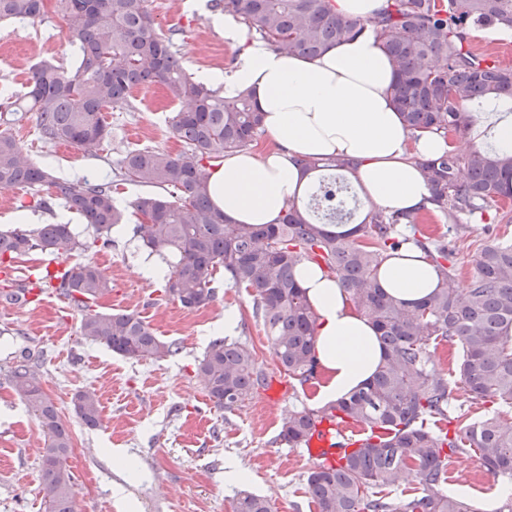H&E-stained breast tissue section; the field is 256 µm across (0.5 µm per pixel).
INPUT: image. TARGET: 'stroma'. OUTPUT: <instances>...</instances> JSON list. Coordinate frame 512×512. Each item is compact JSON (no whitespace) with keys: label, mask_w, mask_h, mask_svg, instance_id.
Here are the masks:
<instances>
[{"label":"stroma","mask_w":512,"mask_h":512,"mask_svg":"<svg viewBox=\"0 0 512 512\" xmlns=\"http://www.w3.org/2000/svg\"><path fill=\"white\" fill-rule=\"evenodd\" d=\"M148 8L159 34L179 30L177 48L191 76L232 72L238 51L214 25L208 0H148ZM74 55L54 13L0 24V95L21 94L32 65L52 62L69 68ZM175 110L162 87L135 92L131 109L104 110L111 134L95 156L42 140L32 112L13 133L29 157L56 177L107 182L127 151L180 150L169 123ZM145 192L141 185H120L114 199L126 215L123 233L113 234L111 246L98 244L65 253L62 259L96 264L112 286L111 294L100 300V310L138 313L178 350L160 361L121 357L80 336L78 316L65 299L51 297L23 309L0 307V512H45L39 469L47 437L10 380V370L24 352L37 362L40 385L72 433L76 450L66 465L77 483L76 512H233L244 491L269 499L273 512H316L305 485L311 461L303 449L279 439L289 410L318 408L316 385L287 380L283 400L259 392L232 412L211 405L196 367L209 343L221 336L226 309L238 311L235 337L254 347L269 378H285L261 321L253 317L251 292L231 287L223 272L214 276L215 299L192 312L165 296L162 286L134 272L133 261L143 248L134 234L138 216L133 203ZM18 212L39 224H72L84 241L92 236L83 220L63 205L48 214L37 207L29 188L0 189V231L14 229ZM504 234L511 236L512 226L474 225L458 244L460 283H467L473 273L476 250ZM80 392L98 396L99 427L87 428L77 418L73 400ZM116 449L131 460L129 474L113 468ZM232 465L247 474L246 483L227 481L225 473ZM448 474L459 496L484 512L498 484L476 459L453 457Z\"/></svg>","instance_id":"1"}]
</instances>
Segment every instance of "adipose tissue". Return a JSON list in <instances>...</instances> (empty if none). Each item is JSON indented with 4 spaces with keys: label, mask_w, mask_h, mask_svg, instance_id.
Returning <instances> with one entry per match:
<instances>
[{
    "label": "adipose tissue",
    "mask_w": 512,
    "mask_h": 512,
    "mask_svg": "<svg viewBox=\"0 0 512 512\" xmlns=\"http://www.w3.org/2000/svg\"><path fill=\"white\" fill-rule=\"evenodd\" d=\"M338 12L364 23L352 39L308 59L270 47L232 18L224 39L238 48L230 74H200L202 82L223 85L225 96L250 90L262 114L270 145L263 152L241 150L225 156L208 179V195L232 224H272L307 184L297 161L303 157L346 156L359 160L357 182L367 196L390 212H416L431 189L417 161L445 148L442 136L412 139L393 104L392 66L369 22L384 0H334ZM475 147L512 154V113L488 110L472 129ZM297 278L319 315L316 356L329 377L320 397L329 402L368 382L382 361L370 320L351 311L333 279L302 266ZM385 291L407 303L436 288L435 266L420 250L386 259L377 273Z\"/></svg>",
    "instance_id": "obj_1"
}]
</instances>
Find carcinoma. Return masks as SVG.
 <instances>
[{
    "instance_id": "obj_1",
    "label": "carcinoma",
    "mask_w": 512,
    "mask_h": 512,
    "mask_svg": "<svg viewBox=\"0 0 512 512\" xmlns=\"http://www.w3.org/2000/svg\"><path fill=\"white\" fill-rule=\"evenodd\" d=\"M210 7L239 18L270 46L307 58L361 30L336 11L334 0H211ZM53 12L77 45V61L70 69L36 65L27 91L0 104V187L52 191L37 200L39 208L49 211L52 201H62L85 220L93 242L109 245L123 220L113 184L55 179L28 159L12 126L34 112L47 141L94 155L109 136L104 109L130 108L137 88H165L179 102L170 127L182 149L128 151L115 177L154 189L134 203L135 234L148 254L166 262V295L188 310L204 306L215 297V272L224 270L232 286L254 294L253 315L262 320L278 364L302 383L316 377L319 362L317 314L295 276L301 263L336 280L379 334L383 360L369 383L317 410H292L283 422L280 439L290 448L306 447L325 418L363 428L358 446L307 472L318 512H477L445 490L448 458L457 454H474L498 483L512 484V240L479 248L475 271L461 288L456 248L447 238L460 237L472 223L512 224V155L451 148L421 159L432 207L389 213L364 202L363 216L351 228L352 213L336 209L334 188L322 182L344 177L356 162L309 158L301 161L302 175L315 179L307 198L290 202L275 224H231L211 204L207 182L213 162L251 146L261 133L262 113L251 93L226 97L193 80L174 50L176 31L167 37L156 32L147 0H54ZM46 13L44 0H0V22ZM493 26L512 28V0H385L374 27L395 72L393 102L411 134L462 136L472 120L467 105L512 99V67L476 52L468 40V31ZM433 212L448 217V233L421 229ZM82 247L65 223L1 231L0 270L34 250ZM411 247L435 265L439 282L429 297L409 306L386 293L376 275L386 258ZM57 277L80 315L83 338L129 359L159 361L176 353V344L157 336L138 314L97 310L112 286L94 264L76 263ZM432 343L457 347L458 385L471 400L491 405L480 420L461 424L454 389L430 367ZM197 374L211 401L229 412L268 380L253 348L227 337L210 342ZM11 378L47 436L40 484L48 512H75L74 475L55 463L72 448L70 430L42 391L30 359L17 361ZM74 411L87 428L99 426L94 395L76 394ZM406 473L417 484L415 494L383 495ZM234 512L272 510L265 498L244 493Z\"/></svg>"
}]
</instances>
